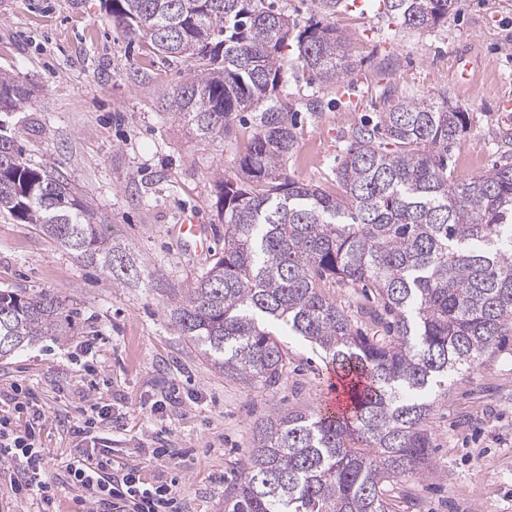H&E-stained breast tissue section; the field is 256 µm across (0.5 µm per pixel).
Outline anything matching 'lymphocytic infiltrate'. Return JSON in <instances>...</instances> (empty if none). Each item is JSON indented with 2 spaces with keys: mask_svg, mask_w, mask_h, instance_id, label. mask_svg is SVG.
Returning <instances> with one entry per match:
<instances>
[{
  "mask_svg": "<svg viewBox=\"0 0 512 512\" xmlns=\"http://www.w3.org/2000/svg\"><path fill=\"white\" fill-rule=\"evenodd\" d=\"M29 412L24 433L13 426L16 413ZM45 413L33 391L15 390L0 401V464L7 466L11 494L17 504L52 512L56 491L45 480V456L37 431ZM112 421V408L93 395L63 421L67 434L78 442L65 463L67 477L79 492L82 512H182L173 484L164 477L170 465L166 449H153L150 466H131L114 458L110 449L95 448V430Z\"/></svg>",
  "mask_w": 512,
  "mask_h": 512,
  "instance_id": "lymphocytic-infiltrate-1",
  "label": "lymphocytic infiltrate"
}]
</instances>
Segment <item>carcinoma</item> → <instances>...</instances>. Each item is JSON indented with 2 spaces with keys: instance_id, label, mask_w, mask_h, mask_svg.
<instances>
[{
  "instance_id": "cac0c4a2",
  "label": "carcinoma",
  "mask_w": 512,
  "mask_h": 512,
  "mask_svg": "<svg viewBox=\"0 0 512 512\" xmlns=\"http://www.w3.org/2000/svg\"><path fill=\"white\" fill-rule=\"evenodd\" d=\"M322 20L296 28L269 0H105L112 26L187 79L159 93L202 141L265 109L243 132L238 173L217 181L224 251L173 298L169 321L224 374L273 388L288 365L274 332L318 345L345 381L352 418L274 411L225 512H394L392 488L429 472L431 397L462 369L494 358L512 336V164L468 180L448 171V145L470 115L448 98L410 96L371 128L346 136L336 193L282 172L298 135L272 100L288 77L336 84L352 74L346 37L330 19L346 0H314ZM407 29L431 30L455 0H382ZM295 42L301 71L280 56ZM31 91L0 71V212L37 224L115 287L162 289L166 274L138 262L61 174L23 160L5 117ZM369 290L356 313L336 298ZM49 294L0 290V358L62 336Z\"/></svg>"
}]
</instances>
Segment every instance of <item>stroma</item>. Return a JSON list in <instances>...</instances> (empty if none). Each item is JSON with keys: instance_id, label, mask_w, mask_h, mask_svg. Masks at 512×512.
Segmentation results:
<instances>
[{"instance_id": "1", "label": "stroma", "mask_w": 512, "mask_h": 512, "mask_svg": "<svg viewBox=\"0 0 512 512\" xmlns=\"http://www.w3.org/2000/svg\"><path fill=\"white\" fill-rule=\"evenodd\" d=\"M355 66L344 83L312 91L288 81L277 95L298 113L297 151L284 164L302 182L336 188V167L351 128L376 121L397 99L443 93L469 112L471 130L448 147V166L467 179L512 159V0H457L432 32L398 31L379 0L336 13ZM0 70L33 92L8 125L24 157L62 173L148 266L163 269L170 292L112 287L36 224L0 214V289L49 293L70 313L59 341L44 339L0 359V391L34 389L46 411L39 444L58 487L56 512H77V491L61 467L73 439L59 421L97 386L118 420L100 426L97 447L136 465L164 446L186 512H224L240 476L256 422L271 411L318 409L331 365L303 338L281 334L288 371L271 390L224 376L171 325V292L187 287L208 258L183 249L175 226L184 210L212 227L211 249H224L215 182L234 172L239 142L199 141L160 91L179 87V66L144 61L115 31L103 0H0ZM318 108L308 111L309 95ZM100 338L99 363L80 351ZM183 404L166 410L172 391ZM431 473L402 479L399 512H512V339L499 356L455 377L427 422Z\"/></svg>"}]
</instances>
